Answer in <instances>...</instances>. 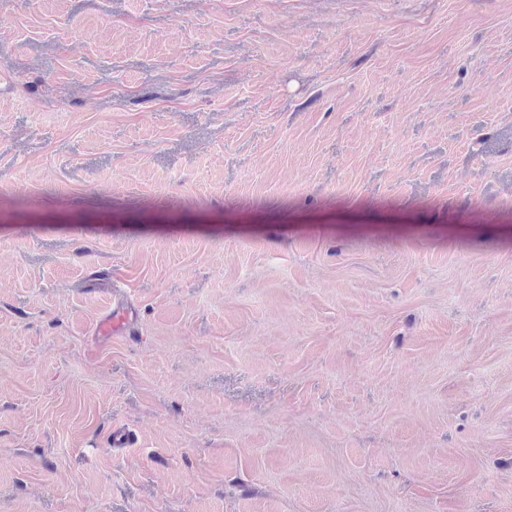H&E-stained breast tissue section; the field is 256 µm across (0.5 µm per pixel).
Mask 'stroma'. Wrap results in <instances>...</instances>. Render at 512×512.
I'll return each instance as SVG.
<instances>
[{
  "mask_svg": "<svg viewBox=\"0 0 512 512\" xmlns=\"http://www.w3.org/2000/svg\"><path fill=\"white\" fill-rule=\"evenodd\" d=\"M0 512H512V0H0ZM131 316L132 313L129 311L126 302L121 298L117 299L115 292H113L112 308L97 325L95 338L99 341L109 340L112 335L126 331Z\"/></svg>",
  "mask_w": 512,
  "mask_h": 512,
  "instance_id": "35a3bbf8",
  "label": "stroma"
}]
</instances>
